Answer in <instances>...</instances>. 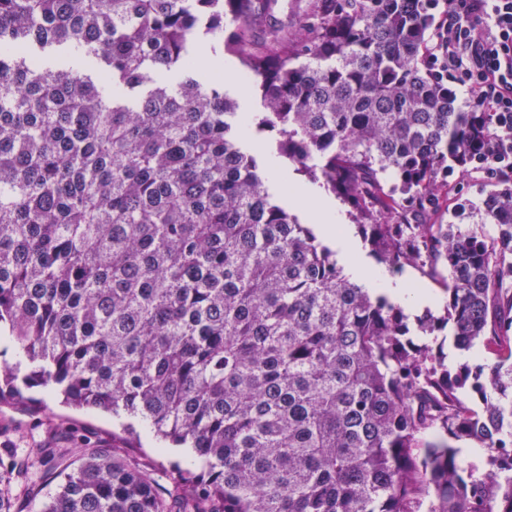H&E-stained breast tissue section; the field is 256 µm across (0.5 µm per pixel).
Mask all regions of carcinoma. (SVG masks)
Segmentation results:
<instances>
[{
  "label": "carcinoma",
  "mask_w": 512,
  "mask_h": 512,
  "mask_svg": "<svg viewBox=\"0 0 512 512\" xmlns=\"http://www.w3.org/2000/svg\"><path fill=\"white\" fill-rule=\"evenodd\" d=\"M276 2L0 0V337L30 367L0 404L34 409L36 380L202 461L166 487L131 440L85 447L42 512H512V185L493 242L428 223L495 116L421 71L419 0H308L295 25ZM202 42L265 111L198 81ZM290 166L377 262L448 273L444 315L348 275Z\"/></svg>",
  "instance_id": "cac0c4a2"
}]
</instances>
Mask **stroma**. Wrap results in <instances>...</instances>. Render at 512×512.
Wrapping results in <instances>:
<instances>
[{"label": "stroma", "instance_id": "35a3bbf8", "mask_svg": "<svg viewBox=\"0 0 512 512\" xmlns=\"http://www.w3.org/2000/svg\"><path fill=\"white\" fill-rule=\"evenodd\" d=\"M448 185L449 198L442 215L436 216V223L455 224L464 232L476 229L486 237H494L495 225L483 218L492 182L468 172L467 168L458 167L449 173ZM25 394L36 400V413L0 405V457L10 449L20 455H29L38 476L37 486L33 491H26L20 479L8 477L0 469V498L15 502L21 512H42L58 486L56 474L72 462L73 457L65 452L64 456L47 463L40 454L41 449L61 448L65 451L70 443L109 446L121 443L125 433L121 420L109 414L63 406L43 387L26 389ZM139 435L141 446L136 451L137 459L157 480H164L171 463L185 465L195 459L191 451L183 448L159 449L153 434L147 429H140Z\"/></svg>", "mask_w": 512, "mask_h": 512}]
</instances>
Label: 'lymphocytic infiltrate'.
I'll use <instances>...</instances> for the list:
<instances>
[{"label": "lymphocytic infiltrate", "mask_w": 512, "mask_h": 512, "mask_svg": "<svg viewBox=\"0 0 512 512\" xmlns=\"http://www.w3.org/2000/svg\"><path fill=\"white\" fill-rule=\"evenodd\" d=\"M429 24L421 64L449 95L495 115L474 172L512 176V0H421Z\"/></svg>", "instance_id": "obj_1"}]
</instances>
